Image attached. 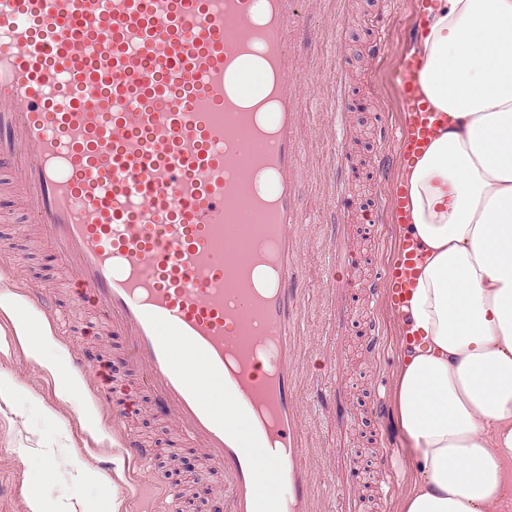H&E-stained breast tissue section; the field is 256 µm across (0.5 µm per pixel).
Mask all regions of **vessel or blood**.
I'll return each mask as SVG.
<instances>
[{
	"instance_id": "vessel-or-blood-1",
	"label": "vessel or blood",
	"mask_w": 512,
	"mask_h": 512,
	"mask_svg": "<svg viewBox=\"0 0 512 512\" xmlns=\"http://www.w3.org/2000/svg\"><path fill=\"white\" fill-rule=\"evenodd\" d=\"M324 0H0V183L80 286L78 305L126 336L160 412L224 471L226 512H319L299 395L309 294L305 170L291 35ZM261 78L239 95L251 72ZM418 60L400 58L408 120L379 126L399 155L433 128ZM343 96L324 131L333 156L352 130ZM318 249L339 265L348 197ZM411 244L368 286L400 304ZM345 291L319 300L340 329ZM128 459L153 448L122 427ZM284 485L287 495L270 493Z\"/></svg>"
}]
</instances>
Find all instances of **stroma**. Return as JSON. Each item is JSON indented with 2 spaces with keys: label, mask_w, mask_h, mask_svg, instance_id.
Segmentation results:
<instances>
[{
  "label": "stroma",
  "mask_w": 512,
  "mask_h": 512,
  "mask_svg": "<svg viewBox=\"0 0 512 512\" xmlns=\"http://www.w3.org/2000/svg\"><path fill=\"white\" fill-rule=\"evenodd\" d=\"M423 0H395L394 21L385 34V58L373 64L369 47L377 35L375 21L380 0H348L341 40L348 52L342 57L352 91L351 118L355 134L346 152L348 178L354 183L349 221L361 265L353 277L372 278L382 264L396 257L398 227L379 223L364 234L369 209L390 192L373 172L374 158L385 147L376 135L380 123L398 124L401 112L391 96L393 66L411 51L404 33L416 25ZM25 216L11 201L0 202V280L5 293L24 298L28 287L48 292L65 310L67 327H53L45 360L34 359L10 323L0 324V512H31L32 496H40L43 512H130L143 484L167 490L162 512H223L224 475L219 466H196L179 471L169 449L198 459L201 452L182 445L177 429L161 418L152 394L141 386L140 371L123 354L127 339L109 334L102 319L93 318L73 304L66 280L70 272L57 251L25 235ZM381 333L378 355L367 356L365 338L369 321ZM311 367H318L324 348L343 350L348 367L339 401L318 397L315 389L303 394L313 440L327 441L336 424L348 426L347 454L354 464L344 473L359 494L360 512H397V502L411 481V453L398 428L392 408L394 375L399 355L396 320L385 299L371 301L364 290L353 292L342 336L326 335L321 323L305 327ZM97 360L100 372L111 373L117 387L109 399H97L90 373L73 365L75 349ZM81 383L80 403L63 392ZM135 393L136 406L123 427L153 444L156 459L149 472L135 469L112 445V411L126 405ZM388 406L377 414V400Z\"/></svg>",
  "instance_id": "obj_1"
}]
</instances>
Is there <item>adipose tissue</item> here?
<instances>
[{
  "label": "adipose tissue",
  "instance_id": "obj_1",
  "mask_svg": "<svg viewBox=\"0 0 512 512\" xmlns=\"http://www.w3.org/2000/svg\"><path fill=\"white\" fill-rule=\"evenodd\" d=\"M416 55L436 131L403 167L420 262L396 310L398 512L512 505V0H427Z\"/></svg>",
  "mask_w": 512,
  "mask_h": 512
}]
</instances>
